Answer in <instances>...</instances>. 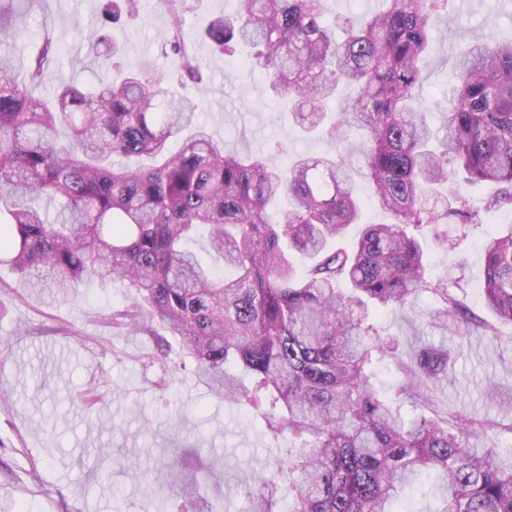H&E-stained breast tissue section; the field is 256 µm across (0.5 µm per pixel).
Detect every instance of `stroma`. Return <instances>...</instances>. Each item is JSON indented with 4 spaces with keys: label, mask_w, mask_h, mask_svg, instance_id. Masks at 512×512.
I'll return each mask as SVG.
<instances>
[{
    "label": "stroma",
    "mask_w": 512,
    "mask_h": 512,
    "mask_svg": "<svg viewBox=\"0 0 512 512\" xmlns=\"http://www.w3.org/2000/svg\"><path fill=\"white\" fill-rule=\"evenodd\" d=\"M231 6V0H197L185 16L184 28L205 63L204 79L186 87L200 103L201 122L223 137L227 149L247 147L278 165L295 154L328 152L327 142L299 133L246 58L224 60L201 40L210 20ZM100 11L101 0H35L19 19L32 37L15 48V77L24 78L36 35L48 24L62 38L58 71L85 86L96 83L85 34L98 24ZM141 13L116 34L126 59L161 57L175 66L174 57L162 55L169 41L166 11L158 0H141ZM430 33L437 53L422 97L433 107L444 104L454 81L455 35L512 39V0H459L451 14L432 18ZM510 224L512 209L505 208L478 226L443 225L449 244L422 237L428 275L465 266L469 304L486 314L481 242ZM131 302L127 288L107 279L56 300L21 287L18 274L0 265V512H156L157 497L192 491L164 466L171 454L190 467L218 461L204 493L206 512H248L238 480L295 456L297 442L271 432L261 413L225 402L192 370L149 363L153 337L112 318ZM432 306L421 294L411 321L393 313L375 318L380 335L399 338L407 352L423 341L451 348L452 380L432 390L430 413H487L485 391L492 382L503 398H512V325L500 326L496 337L448 338L429 324ZM441 496L438 475L426 473L391 508L436 512Z\"/></svg>",
    "instance_id": "stroma-1"
}]
</instances>
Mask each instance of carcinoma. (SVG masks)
Listing matches in <instances>:
<instances>
[{
  "instance_id": "cac0c4a2",
  "label": "carcinoma",
  "mask_w": 512,
  "mask_h": 512,
  "mask_svg": "<svg viewBox=\"0 0 512 512\" xmlns=\"http://www.w3.org/2000/svg\"><path fill=\"white\" fill-rule=\"evenodd\" d=\"M32 2L0 0V264L55 298L95 279L122 282L134 295L118 313L127 328L172 332L218 395L264 407L271 431L301 441L286 465L296 475L290 512H393L428 470L443 482L437 512H512V448L496 445L512 437V420L426 415V391L448 378V349L425 344L407 362L370 319L405 316L428 293L430 319L450 336L512 324V231L484 246L489 319L465 302L464 266L426 275L418 237L512 208V40L457 44L435 129L419 88L431 18L456 0H383L335 27L324 0H236L202 36L226 58L250 48L297 127L336 145L272 166L226 151L179 91L203 74L183 29L192 0H163L177 66L130 64L123 79L88 88L57 75L49 25L27 82L13 79L16 44L28 37L18 18ZM139 9L140 0H107L104 14L117 22ZM87 41L101 69L125 65L102 29ZM47 82L53 97L33 98ZM361 176L386 221L337 248L362 221ZM201 233L212 265L190 249ZM382 364L397 371L387 395L371 382ZM242 492L250 512H279L277 474L253 473ZM166 508L198 512L197 498L171 497Z\"/></svg>"
}]
</instances>
